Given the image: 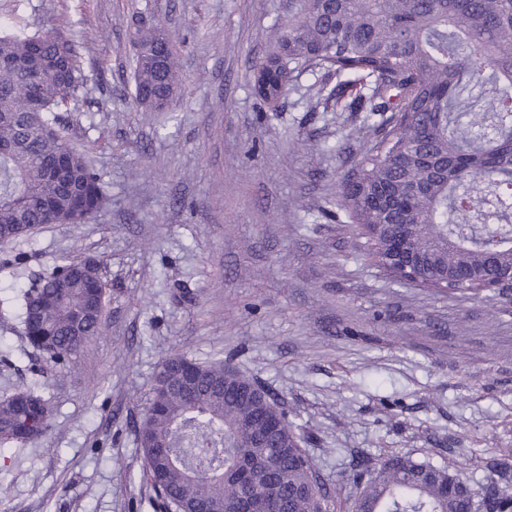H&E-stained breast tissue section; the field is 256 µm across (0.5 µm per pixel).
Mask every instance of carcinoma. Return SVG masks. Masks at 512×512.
<instances>
[{"label": "carcinoma", "instance_id": "cac0c4a2", "mask_svg": "<svg viewBox=\"0 0 512 512\" xmlns=\"http://www.w3.org/2000/svg\"><path fill=\"white\" fill-rule=\"evenodd\" d=\"M300 10L256 64L264 100L294 74L326 86L338 112L380 116L364 160L341 182L348 218L375 262L395 237L413 240L428 288L482 290L512 268V0H298ZM135 99L165 111L181 87L172 34L131 36ZM38 59L40 70L27 62ZM84 61L60 32L0 27V242L43 224H80L107 202L99 174L68 143L59 113L75 110ZM106 284L78 257L21 290L32 348L65 365L104 334ZM250 385L247 403L240 390ZM53 405L27 386L0 395V448L46 437ZM143 468L171 512H244L255 490L269 512H327L304 438L261 386L233 366L165 359L137 429ZM259 460L247 474L242 460ZM356 512H512V475L498 472L482 504L461 475L391 455L362 465Z\"/></svg>", "mask_w": 512, "mask_h": 512}]
</instances>
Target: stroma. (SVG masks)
<instances>
[{
  "label": "stroma",
  "mask_w": 512,
  "mask_h": 512,
  "mask_svg": "<svg viewBox=\"0 0 512 512\" xmlns=\"http://www.w3.org/2000/svg\"><path fill=\"white\" fill-rule=\"evenodd\" d=\"M295 0H0V23L69 33L85 89L61 121L108 201L87 224L0 244V393L37 385L44 444L0 452V512H164L136 426L162 361L230 362L304 438L328 503L359 456L461 471L476 498L512 470V305L391 279L343 215L340 185L374 137L295 75L277 110L252 68ZM169 28L183 82L168 111L134 99V15ZM93 256L105 333L66 369L22 335L20 289Z\"/></svg>",
  "instance_id": "1"
}]
</instances>
